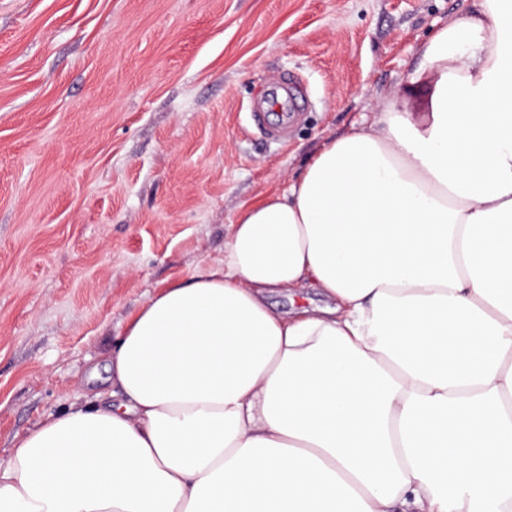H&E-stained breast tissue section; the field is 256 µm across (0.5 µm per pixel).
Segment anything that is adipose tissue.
I'll use <instances>...</instances> for the list:
<instances>
[{
    "label": "adipose tissue",
    "instance_id": "ef3b65f1",
    "mask_svg": "<svg viewBox=\"0 0 512 512\" xmlns=\"http://www.w3.org/2000/svg\"><path fill=\"white\" fill-rule=\"evenodd\" d=\"M325 307L281 315L271 292ZM95 394L16 437L0 512H512V0L151 296ZM268 303L272 306V309L277 312H292L293 310L303 306H325L329 302L325 297L317 294L313 289L298 288L291 296H288V293L286 292L272 294L268 299Z\"/></svg>",
    "mask_w": 512,
    "mask_h": 512
}]
</instances>
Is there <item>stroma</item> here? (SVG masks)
Wrapping results in <instances>:
<instances>
[{"label":"stroma","mask_w":512,"mask_h":512,"mask_svg":"<svg viewBox=\"0 0 512 512\" xmlns=\"http://www.w3.org/2000/svg\"><path fill=\"white\" fill-rule=\"evenodd\" d=\"M470 0H0V465L107 388L128 318L370 124ZM301 88L286 143L252 119Z\"/></svg>","instance_id":"35a3bbf8"}]
</instances>
